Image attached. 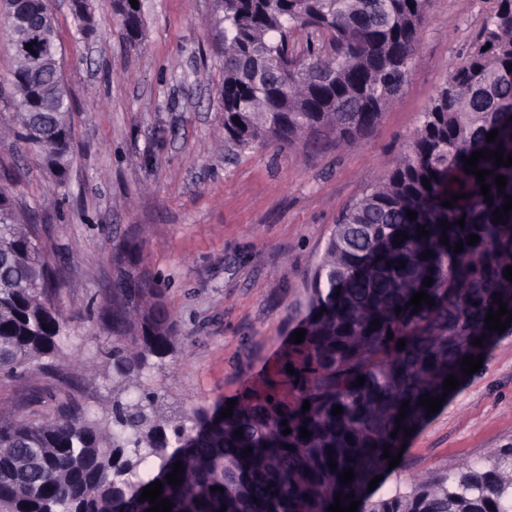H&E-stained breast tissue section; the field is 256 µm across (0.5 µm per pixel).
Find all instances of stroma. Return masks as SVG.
I'll return each mask as SVG.
<instances>
[{"mask_svg": "<svg viewBox=\"0 0 512 512\" xmlns=\"http://www.w3.org/2000/svg\"><path fill=\"white\" fill-rule=\"evenodd\" d=\"M494 0H430L414 66L379 125L355 144L293 148L224 143L222 25L213 0H140V45H130L113 0H89L82 38L70 0H48L72 102L65 184L20 151L15 106L0 98V179L21 221L36 219L62 285L69 320L59 359L0 381V418H54L76 400L86 418L112 405L113 250L137 244L128 268L161 288L175 343L152 358L139 388L168 410H213L231 399L295 401L284 367L310 311V278L341 214L382 182L439 88L470 52ZM512 444V330L475 377L406 440L384 484L488 465Z\"/></svg>", "mask_w": 512, "mask_h": 512, "instance_id": "35a3bbf8", "label": "stroma"}]
</instances>
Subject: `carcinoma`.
Segmentation results:
<instances>
[{"mask_svg":"<svg viewBox=\"0 0 512 512\" xmlns=\"http://www.w3.org/2000/svg\"><path fill=\"white\" fill-rule=\"evenodd\" d=\"M215 5L224 21V137L241 150L291 148L330 135L338 145L354 143L402 91L426 18L423 0ZM7 27L20 147L39 154L62 178L72 129L57 60L61 43L41 0H27ZM297 28L306 31L300 54L289 47ZM511 114L512 0H497L386 181L347 208L331 230L311 276L310 313L300 324L306 334L296 345L301 359L291 362L295 373L288 374L298 391L292 404L247 397L227 418L219 410H196L189 428L184 419L161 414L154 393L123 399L149 360L168 354L174 336L159 289L126 269L134 247H116L107 306L111 409L102 422L86 419L77 403L48 421L1 419L0 512H113L115 506L146 512L151 504L140 497L156 480L171 512H220L223 506L226 512H328L338 493L345 507L360 502L357 512H512V445L498 449L488 468L432 475L380 496L368 491L372 479L389 473L384 447L397 454L407 430L427 420L419 396H442L450 375L464 383L466 356L489 357L500 336L485 323L499 308L495 299L512 311V281L505 277L512 266V210L504 222L492 220L512 197V166L479 160L477 168L492 171L485 177L490 204L461 160L500 146L503 156L512 155ZM493 130L498 135L489 142ZM497 175L507 179L502 195ZM455 194L464 198L444 207ZM462 217L461 227L455 221ZM442 220L451 228L442 230ZM421 226L428 236L417 237ZM398 233L407 239L396 244ZM471 234L479 236L476 245L454 252ZM426 250L433 256L421 257ZM58 285V267L41 248L37 225L21 223L0 192L1 378L35 373L43 358L58 355L66 328L53 302ZM421 290L433 305L406 306ZM375 320L380 326L371 325ZM480 336L483 345H474ZM359 376L365 377L360 387ZM306 400L310 410L304 412ZM335 406L343 408L341 415H332ZM287 427L291 433L282 434ZM303 427L310 438L300 437ZM248 447L251 454H241ZM150 458L158 460L157 473L132 481ZM178 461L185 471L175 486L166 475ZM348 468L355 479L344 485L340 475ZM214 486L224 492L211 491Z\"/></svg>","mask_w":512,"mask_h":512,"instance_id":"cac0c4a2","label":"carcinoma"}]
</instances>
